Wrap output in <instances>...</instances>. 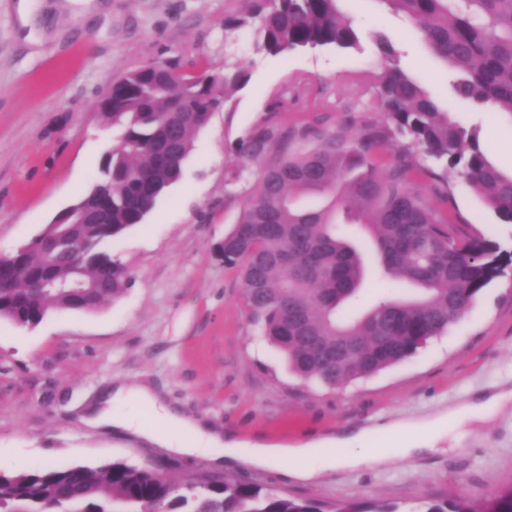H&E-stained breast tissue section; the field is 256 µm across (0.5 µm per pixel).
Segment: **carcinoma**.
Returning <instances> with one entry per match:
<instances>
[{"instance_id":"cac0c4a2","label":"carcinoma","mask_w":512,"mask_h":512,"mask_svg":"<svg viewBox=\"0 0 512 512\" xmlns=\"http://www.w3.org/2000/svg\"><path fill=\"white\" fill-rule=\"evenodd\" d=\"M256 48L267 55L334 47L360 48L355 20L342 0H246ZM414 26L426 50L453 73L456 95L512 117V0H382ZM375 76L387 124L356 137L339 132L311 151L288 154L298 132L261 130L245 152L258 157L275 146L237 224L214 246L224 265L241 268L243 300L252 323L284 357L289 372L326 388L368 378L404 361L463 318L503 270L496 243L456 238L412 187V165L387 170L374 153L401 135L427 158L459 169L483 203L512 223V174L481 150L475 132L441 109L401 66L388 43ZM249 71L184 76L172 61L143 66L112 84L101 111L117 131L91 191L110 197L105 214L67 226L68 255L49 259L42 245L12 255L0 278V319L36 325L57 310L95 311L119 297L127 271L109 246L143 223L177 182L198 132L243 88ZM282 254L284 260L267 259ZM405 283V294H384L360 306L367 273ZM52 281L61 288L42 287ZM78 282L73 291L67 284ZM352 342L356 357L328 367L318 348ZM325 512L314 499L285 497L247 482L209 475L171 482L157 466L110 464L0 469V512ZM424 512H512V485L484 499H432Z\"/></svg>"}]
</instances>
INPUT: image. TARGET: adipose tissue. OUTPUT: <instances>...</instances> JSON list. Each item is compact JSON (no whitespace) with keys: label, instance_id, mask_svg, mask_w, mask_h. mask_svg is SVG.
Instances as JSON below:
<instances>
[{"label":"adipose tissue","instance_id":"obj_1","mask_svg":"<svg viewBox=\"0 0 512 512\" xmlns=\"http://www.w3.org/2000/svg\"><path fill=\"white\" fill-rule=\"evenodd\" d=\"M110 394L108 407L84 414L86 426L127 431L182 456L228 464L242 460L255 468L278 469L299 482L313 481L331 470L354 469L435 448L449 426L488 419L512 403V389L503 387L445 412L361 429L351 437L328 435L293 444L255 440L243 456L233 433L165 404L146 384L117 385Z\"/></svg>","mask_w":512,"mask_h":512}]
</instances>
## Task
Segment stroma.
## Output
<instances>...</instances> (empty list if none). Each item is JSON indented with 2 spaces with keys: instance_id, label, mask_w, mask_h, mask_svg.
I'll return each mask as SVG.
<instances>
[{
  "instance_id": "1",
  "label": "stroma",
  "mask_w": 512,
  "mask_h": 512,
  "mask_svg": "<svg viewBox=\"0 0 512 512\" xmlns=\"http://www.w3.org/2000/svg\"><path fill=\"white\" fill-rule=\"evenodd\" d=\"M18 0H0V252L36 237L77 203L98 176L115 138L97 101L128 72L179 60L185 72L245 65L248 84L230 94L197 136L181 178L142 224L111 246L125 266V292L93 312L54 310L35 328L0 319V467L158 463L180 483L218 469L207 460L163 452L138 437L84 426L82 411L111 384L145 380L184 412L256 439L292 443L340 434L384 418L435 413L512 383V262L466 316L411 358L333 389L290 374L251 323L237 270L213 251L277 149L252 158L242 145L257 130L312 128L294 151L327 134L357 136L380 126L374 77L379 40L512 173V119L459 106L452 76L414 28L382 0H343L361 30L359 48L270 56L252 27L226 30L245 0H39L21 24ZM413 183L455 234L479 236L512 254V224L482 203L457 170L411 153ZM243 172L231 184V170ZM463 444L399 457L301 483L244 463L222 475L282 496L334 506L388 501L418 512L428 496L483 499L512 484V406L470 424Z\"/></svg>"
}]
</instances>
